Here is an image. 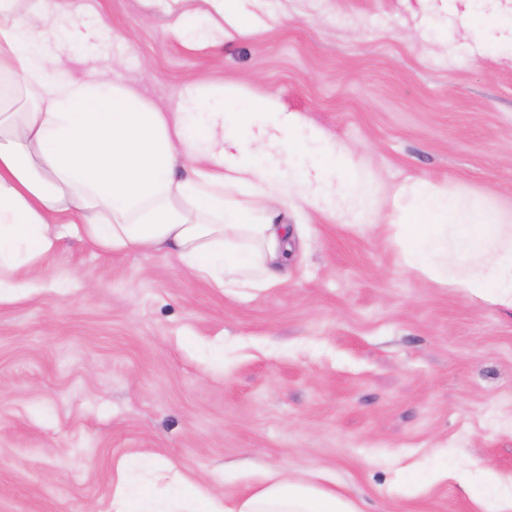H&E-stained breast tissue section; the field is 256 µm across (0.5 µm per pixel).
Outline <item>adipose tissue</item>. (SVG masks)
<instances>
[{
	"mask_svg": "<svg viewBox=\"0 0 512 512\" xmlns=\"http://www.w3.org/2000/svg\"><path fill=\"white\" fill-rule=\"evenodd\" d=\"M16 2L0 0V78L34 102L0 113V301L67 237L105 252L174 253L192 275L242 296L276 287L290 233L276 207L290 186L257 159L299 151L283 136L296 116L269 96L237 114L239 134L204 135L118 79L52 67L46 37ZM191 151L202 165L179 176ZM182 488L192 512H359L335 490L280 472L224 500L188 478Z\"/></svg>",
	"mask_w": 512,
	"mask_h": 512,
	"instance_id": "adipose-tissue-1",
	"label": "adipose tissue"
}]
</instances>
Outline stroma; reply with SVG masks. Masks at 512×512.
I'll return each mask as SVG.
<instances>
[{
	"instance_id": "1",
	"label": "stroma",
	"mask_w": 512,
	"mask_h": 512,
	"mask_svg": "<svg viewBox=\"0 0 512 512\" xmlns=\"http://www.w3.org/2000/svg\"><path fill=\"white\" fill-rule=\"evenodd\" d=\"M80 2L56 24L18 4L56 67L191 123L276 95L296 139L354 153L372 214L293 197L288 278L255 297L65 239L0 303V512H113L121 466L165 508L183 476L228 498L283 470L360 512H483L480 463L511 494L512 311L406 266L392 197L425 178L512 216V32L449 44L475 0H238L233 24L211 0Z\"/></svg>"
}]
</instances>
